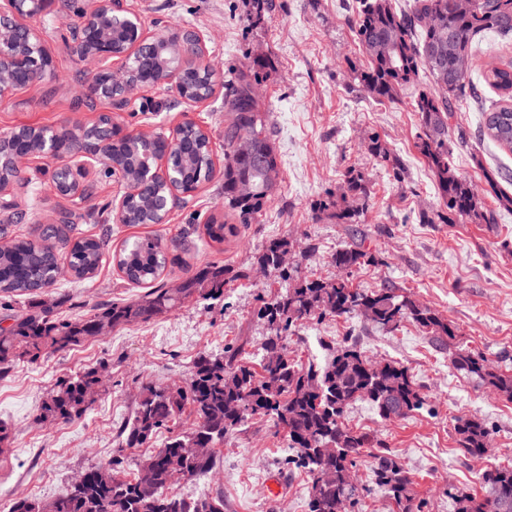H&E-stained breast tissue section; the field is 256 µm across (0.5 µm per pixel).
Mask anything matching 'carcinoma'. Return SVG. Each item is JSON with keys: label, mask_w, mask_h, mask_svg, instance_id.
Returning <instances> with one entry per match:
<instances>
[{"label": "carcinoma", "mask_w": 512, "mask_h": 512, "mask_svg": "<svg viewBox=\"0 0 512 512\" xmlns=\"http://www.w3.org/2000/svg\"><path fill=\"white\" fill-rule=\"evenodd\" d=\"M352 25L367 56L366 65H349L352 88L382 101L394 99L408 85L420 84L423 77L429 82L418 92L413 107L422 130L418 149L435 179L440 202L436 209L420 212L419 221L496 223V211L484 208L478 190L451 160L448 118L478 98L473 79L457 83L453 76L460 69L473 71L481 38L487 34L512 37V0H472L466 11L458 9L456 0H406L403 6L396 0H355ZM151 56L159 73L177 68L171 47L155 48ZM269 67L270 60L259 56L252 68L235 70L224 81V221L213 216L204 224L213 242L236 236L239 224L253 223L281 183L269 113L256 97L252 81L256 69ZM480 77L499 97L491 107L480 108L484 135L512 151V62L492 59ZM181 138L186 143L173 158L177 187L191 192L212 179L208 135L196 128L182 132ZM367 149L377 161L391 164L394 178H401L400 162L391 158L378 134L369 135ZM112 156L134 191L126 209L127 223H156L159 203L170 194L169 184L160 177H144L142 149L129 138L112 140ZM484 178L498 208L512 212V190L500 184L501 173L486 169ZM244 186L248 187L245 193ZM345 194L354 204L341 207L328 192L314 203V209L330 213L340 224H357L369 201L361 172L348 173ZM230 218L237 224L229 223ZM75 230L70 212L64 213L61 223L44 226L37 238H12L7 225H0V307L10 310L8 301L17 296L33 298L28 307L11 314L10 325H0V377L20 363L33 364L48 354L78 347L98 337L104 326L115 330L148 322L194 298L219 299L227 285L248 277L244 270L206 262L192 268L180 288L171 292L155 282L179 256L170 255L158 237H138L125 241L112 254V262L127 283L146 286L143 294L78 317L55 313L36 296L57 282L61 263H66L75 278L88 280L106 255L107 239L77 236ZM58 243L68 247L62 258L56 250ZM290 249L288 238L273 239L257 258L266 273L288 283L285 292L271 296L258 311V318L270 330L258 366L244 362L240 347L219 354L205 351L194 360L186 381L170 387L141 386L130 418L116 430V455L109 465L87 470L80 481L52 500L18 497L9 512H224L222 494L188 500L173 488L184 479L210 472L216 465L213 448L256 415L273 419L287 431L296 448L289 463L312 476L307 512H356L365 488L358 483L355 468L365 449L373 459L375 483L388 494L394 512H422L423 503H415L414 481L398 456L377 436L357 433L344 423L347 408L359 399L371 402L385 421L404 419L422 409L426 396L408 369L394 361L374 364L353 344L337 348L331 343L323 344L332 352L326 365H303L288 355L283 335L311 317L357 315L389 330L410 321L439 345L448 346V357L457 370L509 400L512 373L456 343L457 328L411 296L392 288L365 291L354 287L352 270L374 261L362 243L336 251L333 263L338 274L330 284L302 277L298 268L284 266L283 256ZM103 386L102 376L93 368L57 381L42 402L40 421H68L81 415ZM186 412L194 416V428L171 435L163 447L135 462L132 477L123 475L125 451L150 444ZM454 432L459 448L468 456H483L492 447L491 433L477 419H457ZM483 482L487 491L481 497L463 492L453 496L456 512H512V465L485 472Z\"/></svg>", "instance_id": "cac0c4a2"}]
</instances>
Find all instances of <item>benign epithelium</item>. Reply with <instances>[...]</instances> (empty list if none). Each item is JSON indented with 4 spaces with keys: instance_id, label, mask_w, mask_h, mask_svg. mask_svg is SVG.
Listing matches in <instances>:
<instances>
[{
    "instance_id": "obj_1",
    "label": "benign epithelium",
    "mask_w": 512,
    "mask_h": 512,
    "mask_svg": "<svg viewBox=\"0 0 512 512\" xmlns=\"http://www.w3.org/2000/svg\"><path fill=\"white\" fill-rule=\"evenodd\" d=\"M52 6L51 0H4L0 5V103L9 100L22 84L18 80L19 64L29 58L33 69L39 75L50 70L51 59L43 46L40 31L32 25V20ZM120 17L130 21L129 28L134 32L133 40L118 48L112 44V22ZM183 38L189 40L191 50L181 53L182 67L205 74L208 85L205 91L188 93L179 88L180 74L173 72L154 80H145L135 75L127 66L112 67V59H129L143 47ZM68 45L81 59H91L98 65L90 81V90L97 99L111 103L114 111L124 110L131 101V95L147 89L172 84L178 87L176 94L180 102L193 106L211 99L219 84L217 74L208 55L203 34L190 28L169 30L155 24V32L147 34L143 22L137 15L128 11L125 0H92L91 6L80 19L69 26ZM110 121L104 126H95L81 135L74 143L72 152L63 159L55 158V150L50 142L41 144L39 151H26L13 148V143L22 137L27 128L20 127L0 134V197L10 195L15 189L12 181L4 179V171H22L23 165L38 156L54 160L53 180L60 185V176H69L68 197L76 199L84 191V179L89 168L95 164L116 167L112 155L104 148L112 143ZM170 152L146 153L144 174L168 175Z\"/></svg>"
}]
</instances>
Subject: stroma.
<instances>
[{
	"instance_id": "35a3bbf8",
	"label": "stroma",
	"mask_w": 512,
	"mask_h": 512,
	"mask_svg": "<svg viewBox=\"0 0 512 512\" xmlns=\"http://www.w3.org/2000/svg\"><path fill=\"white\" fill-rule=\"evenodd\" d=\"M263 22L249 19V0H127L145 26L154 21L174 28L190 26L207 40L220 73L249 68L254 56L270 57L272 71L259 74L255 89L270 115L272 139L281 163L282 182L257 223L218 244L202 226L210 215L224 212V180L214 175L190 196L181 197L163 224H122L114 205L126 190L120 174L104 166L90 169L87 185L95 194L81 203L60 196L52 181V161L37 158L23 167L35 195L21 202V221L9 236L34 237L55 223L60 212L73 211L79 232L107 235L110 250L126 239L158 236L168 246L185 247V265L167 266L161 286L178 285L188 267L208 261L249 271L218 300H192L151 321L125 326L74 350L49 355L35 364L20 363L0 379V421L11 426L14 451L0 456V512L12 499H51L67 490L76 474L108 464L114 453L115 428L129 418L138 388L151 382L170 385L188 378L201 351L223 352L245 347L251 361L262 356L268 334L256 312L263 299L279 291L270 276L259 273L256 259L266 243L286 237L293 243L302 275L333 281L336 250L354 242L376 257L354 269L352 280L365 289L396 288L435 310L459 331L458 341L483 352L499 368L512 371V213L501 212L493 224H423L418 214L435 209L434 178L416 148L421 132L413 101L415 87L397 100L379 102L346 86L348 64L365 65L349 20V0H268ZM56 0L38 19L53 68L42 80L0 103V132L19 126H60L92 122L108 105L80 104L95 70L90 60L71 51L65 34L75 9ZM115 118L125 132H169L184 120L206 131L216 160L224 158V95L190 107L174 89L154 88L133 97ZM482 112L460 107L448 121V143L459 172L484 187L482 166L502 167L512 178V153L484 138ZM378 132L401 162V179L366 150V139ZM362 171L370 190V207L357 224H339L314 212L313 204L338 191L348 170ZM313 255H306L307 247ZM111 259L85 281L62 274L45 303L63 299L62 309L77 317L93 307L139 295ZM356 342L370 360L404 365L427 397L424 409L384 421L372 405L355 402L346 423L357 431L377 434L410 471L423 512H455L448 487L482 494L483 470L512 462V401L456 371L447 348L437 346L413 323L386 331L361 318L310 319L287 333L290 354L322 361V343ZM90 367L105 370L107 387L80 417L56 423L39 419L40 405L57 380ZM478 418L492 434V448L482 462L464 455L453 426L459 418ZM292 451L286 431L272 420L255 416L228 435L207 476L178 483L187 498L223 494L224 512H306L311 478L289 464ZM288 482L286 495L267 493L269 474Z\"/></svg>"
}]
</instances>
